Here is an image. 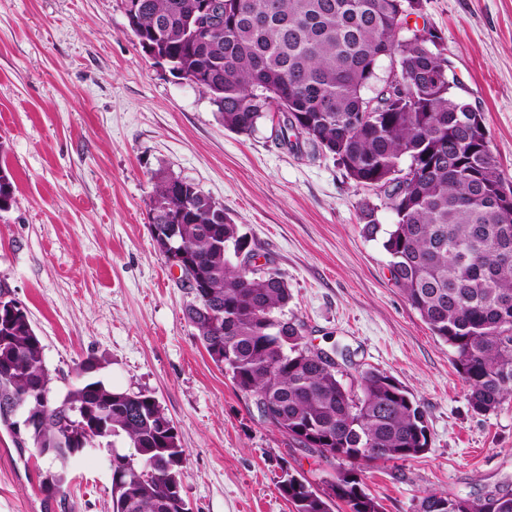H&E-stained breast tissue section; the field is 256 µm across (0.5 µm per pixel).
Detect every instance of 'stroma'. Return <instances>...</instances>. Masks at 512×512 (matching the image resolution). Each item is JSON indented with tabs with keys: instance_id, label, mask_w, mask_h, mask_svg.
<instances>
[{
	"instance_id": "obj_1",
	"label": "stroma",
	"mask_w": 512,
	"mask_h": 512,
	"mask_svg": "<svg viewBox=\"0 0 512 512\" xmlns=\"http://www.w3.org/2000/svg\"><path fill=\"white\" fill-rule=\"evenodd\" d=\"M421 13L512 183V0H422ZM275 126L226 130L207 96L142 51L121 0H0V159L16 184L0 213V291L27 310L54 392L79 385L92 359L106 385L155 395L185 450L191 512H289L284 473L322 491L336 478L337 465L258 419L185 320L189 296L149 227L163 173L223 204L250 241L251 271L287 282L285 314L303 321L311 348L349 350L337 362L347 389L378 370L424 410L422 456L363 468L382 512H414L430 493L512 490V400L471 410L452 349L391 279L393 214L332 155L277 146ZM110 489L94 454L65 501H45L34 459L0 427V512H110Z\"/></svg>"
}]
</instances>
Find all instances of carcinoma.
I'll use <instances>...</instances> for the list:
<instances>
[{"instance_id": "cac0c4a2", "label": "carcinoma", "mask_w": 512, "mask_h": 512, "mask_svg": "<svg viewBox=\"0 0 512 512\" xmlns=\"http://www.w3.org/2000/svg\"><path fill=\"white\" fill-rule=\"evenodd\" d=\"M128 28L170 74L207 95L224 128L250 133L274 113L283 146L333 155L346 176L376 191L393 213L383 247L395 285L453 349L477 414L512 398V201L485 122L448 85V58L411 30L420 0H122ZM208 29L207 37L198 30ZM396 54L400 80L363 96L380 57ZM15 202L0 163V212ZM150 231L165 255L186 254L187 278L206 288L183 314L213 363L253 398L261 420L328 463L342 460L322 493L301 473L279 491L292 512H381L360 487L362 463L407 460L427 450L424 411L392 377L360 374L350 395L335 362L313 352L304 325L284 319L290 294L275 272L249 274L246 235L224 206L186 180L160 176L150 200ZM0 303V406L29 421L22 447L49 462L39 489L66 499L70 475L99 443L112 454L111 512H190L183 495L181 440L159 401L90 377L53 395L44 346L29 317ZM125 436L134 452L112 438ZM416 512H512V493L480 498L431 493Z\"/></svg>"}]
</instances>
